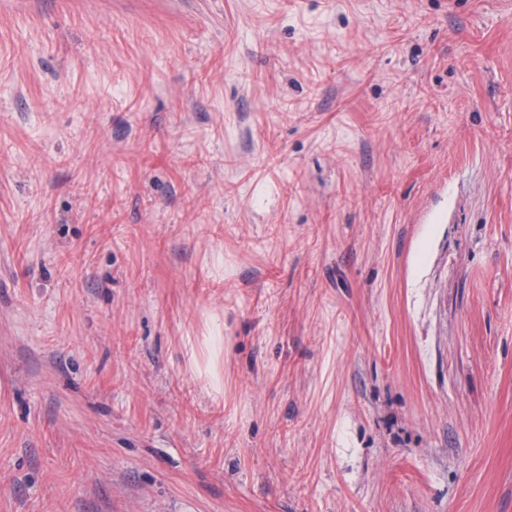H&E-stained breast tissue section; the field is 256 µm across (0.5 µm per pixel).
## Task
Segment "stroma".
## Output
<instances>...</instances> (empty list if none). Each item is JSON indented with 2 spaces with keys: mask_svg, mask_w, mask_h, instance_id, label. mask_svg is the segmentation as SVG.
<instances>
[{
  "mask_svg": "<svg viewBox=\"0 0 512 512\" xmlns=\"http://www.w3.org/2000/svg\"><path fill=\"white\" fill-rule=\"evenodd\" d=\"M0 512H512V0H0Z\"/></svg>",
  "mask_w": 512,
  "mask_h": 512,
  "instance_id": "1",
  "label": "stroma"
}]
</instances>
